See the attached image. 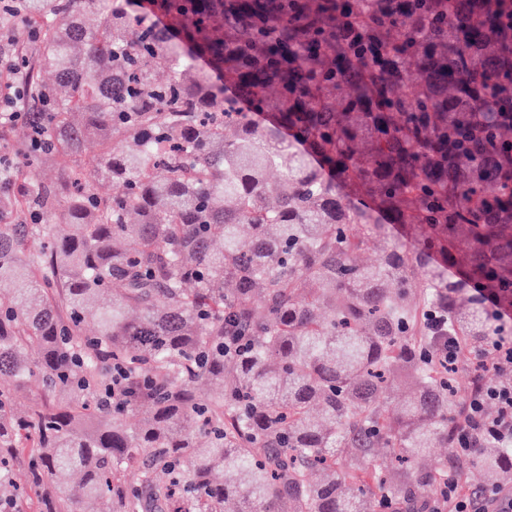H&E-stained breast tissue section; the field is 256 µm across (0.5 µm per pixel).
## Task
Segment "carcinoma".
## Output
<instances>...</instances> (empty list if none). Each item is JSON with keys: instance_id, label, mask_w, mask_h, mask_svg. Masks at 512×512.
I'll return each mask as SVG.
<instances>
[{"instance_id": "obj_1", "label": "carcinoma", "mask_w": 512, "mask_h": 512, "mask_svg": "<svg viewBox=\"0 0 512 512\" xmlns=\"http://www.w3.org/2000/svg\"><path fill=\"white\" fill-rule=\"evenodd\" d=\"M90 2L0 0L29 130L0 163V512H424L463 483L431 455L460 417L440 337L493 332L473 288L512 307V0ZM471 463L512 483V448ZM81 164L84 174L92 181L95 182L96 187L102 194H109L112 188L108 183L98 182L97 170L99 167L98 147L95 142L88 141L85 145V150L81 158Z\"/></svg>"}]
</instances>
